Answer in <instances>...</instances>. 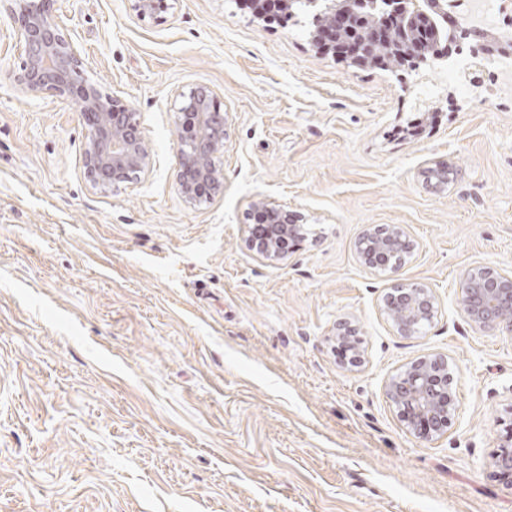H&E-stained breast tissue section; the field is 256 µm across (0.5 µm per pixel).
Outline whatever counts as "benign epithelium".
<instances>
[{"instance_id": "1", "label": "benign epithelium", "mask_w": 512, "mask_h": 512, "mask_svg": "<svg viewBox=\"0 0 512 512\" xmlns=\"http://www.w3.org/2000/svg\"><path fill=\"white\" fill-rule=\"evenodd\" d=\"M20 24V42L24 55L14 75L16 86L23 93L38 96L52 94L69 97L81 106L89 128L84 151V167L91 182L101 188L116 187L132 179L133 174L149 171L153 158L139 132V118L132 109L118 104L114 95L102 91L82 78L83 61L77 48L51 19V0H9ZM315 11V20L323 26L351 28L354 18L366 12V0H306ZM443 9L440 0H399L392 13L391 24L398 35L392 37L388 50L375 62L401 60L418 46L414 38L417 14L422 6ZM134 10L142 17L154 16L167 9L166 0H133ZM193 116V122L177 131V182L182 197L195 206L208 198L195 194V186L207 183L216 192L222 187L223 173L217 164L224 147L226 120L222 112H209L199 101V92L189 95L182 106ZM271 217L287 214L289 223L269 226L267 238L258 243L248 240V247L260 255L276 259L279 238L299 235L305 225L295 223L292 212L262 204ZM362 239L371 240V250L359 252L369 268L382 265L391 250L411 251L412 240L401 227L383 237L367 229ZM460 301L469 321L479 330L512 338V272L474 265L459 284ZM436 297L425 286L397 282L385 298L384 311L403 336H413L419 327L432 321ZM453 376L448 360L440 356L420 358L385 384L387 397L411 429L426 423L425 441L432 442L448 432L456 406L451 394ZM500 474H512V434L500 445L495 457Z\"/></svg>"}]
</instances>
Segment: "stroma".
Instances as JSON below:
<instances>
[{"label":"stroma","instance_id":"1","mask_svg":"<svg viewBox=\"0 0 512 512\" xmlns=\"http://www.w3.org/2000/svg\"><path fill=\"white\" fill-rule=\"evenodd\" d=\"M89 83L138 112L154 164L88 180L77 102L21 93L18 24L0 8V512H512L493 458L512 428V339L474 327L469 266L512 271V95L447 64L357 65L310 24L238 0H54ZM204 88L226 116L224 189L176 182L177 107ZM444 163L447 185L425 178ZM311 235L249 251L257 201ZM415 243L401 281L435 317L400 335L368 228ZM356 329L361 365L336 355ZM447 357L458 412L430 444L385 383Z\"/></svg>","mask_w":512,"mask_h":512}]
</instances>
